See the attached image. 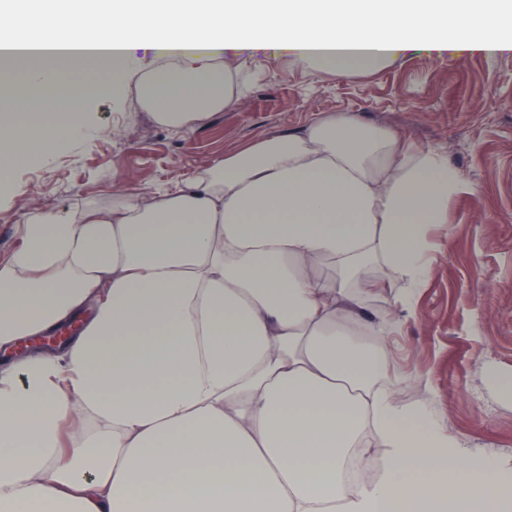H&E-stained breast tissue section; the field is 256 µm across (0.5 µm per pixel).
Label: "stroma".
Wrapping results in <instances>:
<instances>
[{"mask_svg": "<svg viewBox=\"0 0 512 512\" xmlns=\"http://www.w3.org/2000/svg\"><path fill=\"white\" fill-rule=\"evenodd\" d=\"M264 52L248 62L247 99L183 132L140 111L137 91L153 59L138 37L126 89L84 99L81 124L63 146L0 174V259L17 245L29 206L62 209L105 201L117 178L138 189L173 186L242 142L302 127L314 115L350 112L441 150L470 186L448 221L431 227L428 275L388 337L398 398L426 407L473 456L512 466V53L409 56L345 77L314 62Z\"/></svg>", "mask_w": 512, "mask_h": 512, "instance_id": "1", "label": "stroma"}]
</instances>
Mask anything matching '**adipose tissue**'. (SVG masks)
Instances as JSON below:
<instances>
[{
	"mask_svg": "<svg viewBox=\"0 0 512 512\" xmlns=\"http://www.w3.org/2000/svg\"><path fill=\"white\" fill-rule=\"evenodd\" d=\"M50 24L88 74L110 61L104 38L126 60L155 33L143 99L181 130L243 100L257 44L339 77L512 50V0H0V33ZM20 63L1 172L68 141L82 112L71 93L43 122L59 60ZM467 189L441 151L327 112L159 192L126 179L104 205L30 209L0 261V349L82 326L0 360V512H498L512 466L401 403L385 340ZM386 271L406 292L354 317ZM352 448L381 466L350 491Z\"/></svg>",
	"mask_w": 512,
	"mask_h": 512,
	"instance_id": "obj_1",
	"label": "adipose tissue"
}]
</instances>
